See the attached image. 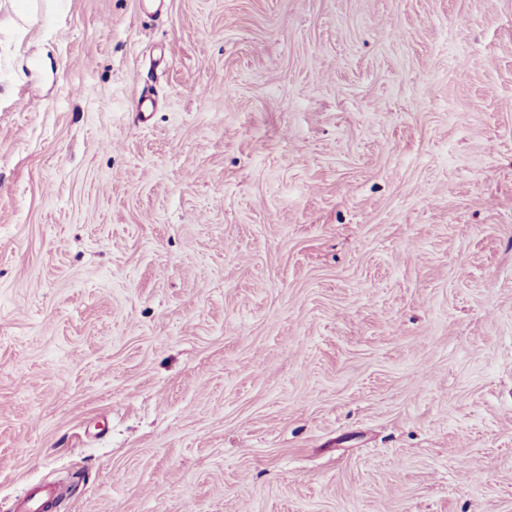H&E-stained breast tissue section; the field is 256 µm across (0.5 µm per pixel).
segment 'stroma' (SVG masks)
<instances>
[{
    "label": "stroma",
    "instance_id": "obj_1",
    "mask_svg": "<svg viewBox=\"0 0 512 512\" xmlns=\"http://www.w3.org/2000/svg\"><path fill=\"white\" fill-rule=\"evenodd\" d=\"M48 482L512 512V0H0V512Z\"/></svg>",
    "mask_w": 512,
    "mask_h": 512
}]
</instances>
